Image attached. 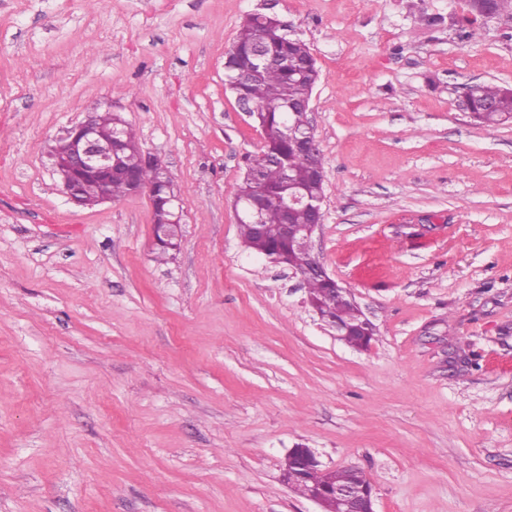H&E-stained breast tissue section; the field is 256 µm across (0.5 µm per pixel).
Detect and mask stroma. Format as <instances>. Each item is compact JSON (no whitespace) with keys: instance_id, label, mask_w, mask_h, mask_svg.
<instances>
[{"instance_id":"35a3bbf8","label":"stroma","mask_w":512,"mask_h":512,"mask_svg":"<svg viewBox=\"0 0 512 512\" xmlns=\"http://www.w3.org/2000/svg\"><path fill=\"white\" fill-rule=\"evenodd\" d=\"M272 5L319 70L312 251L376 328L333 336L235 200L259 129L224 88ZM0 0V512H319L290 448L359 467L375 512H512V12L465 0ZM113 108L178 191L155 258L148 191L62 192L49 150ZM470 100L473 118L487 126L512 120V88L492 84H476Z\"/></svg>"}]
</instances>
